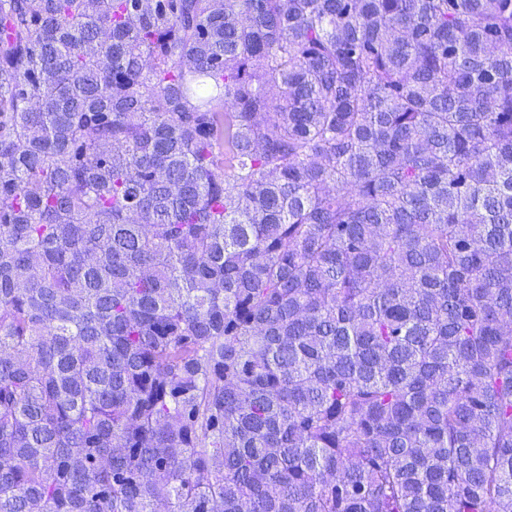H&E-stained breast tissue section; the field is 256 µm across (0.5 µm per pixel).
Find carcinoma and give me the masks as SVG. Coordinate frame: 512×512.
Returning <instances> with one entry per match:
<instances>
[{
  "label": "carcinoma",
  "instance_id": "obj_1",
  "mask_svg": "<svg viewBox=\"0 0 512 512\" xmlns=\"http://www.w3.org/2000/svg\"><path fill=\"white\" fill-rule=\"evenodd\" d=\"M512 512V0H0V512Z\"/></svg>",
  "mask_w": 512,
  "mask_h": 512
}]
</instances>
